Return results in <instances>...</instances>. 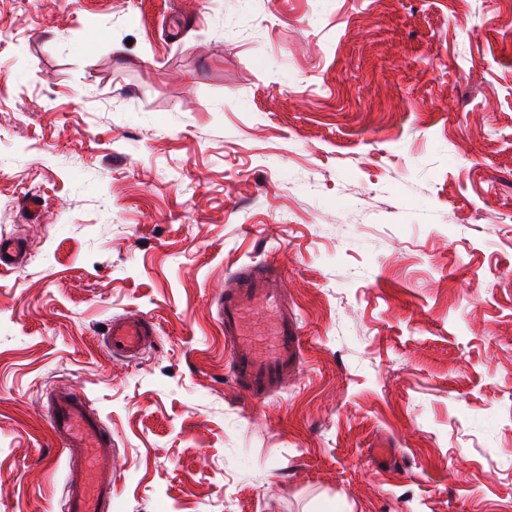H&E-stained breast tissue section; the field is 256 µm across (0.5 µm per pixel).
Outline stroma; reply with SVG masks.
Here are the masks:
<instances>
[{
	"instance_id": "35a3bbf8",
	"label": "stroma",
	"mask_w": 512,
	"mask_h": 512,
	"mask_svg": "<svg viewBox=\"0 0 512 512\" xmlns=\"http://www.w3.org/2000/svg\"><path fill=\"white\" fill-rule=\"evenodd\" d=\"M0 512H512V0H0ZM278 271L287 389L212 301ZM145 316L134 362L102 327ZM28 254V245L23 238H2L0 240V266H20ZM10 256V259H7ZM229 285L214 298L216 318L230 343L232 380L256 399H267L288 384L301 365V327L281 288L276 269L244 264L228 275ZM266 311L270 342L253 338V314ZM48 422L68 460L89 474L65 487L67 512H112V436L83 391H58L49 400Z\"/></svg>"
}]
</instances>
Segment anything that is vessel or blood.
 <instances>
[{
	"label": "vessel or blood",
	"instance_id": "1",
	"mask_svg": "<svg viewBox=\"0 0 512 512\" xmlns=\"http://www.w3.org/2000/svg\"><path fill=\"white\" fill-rule=\"evenodd\" d=\"M28 245L22 238L0 240V266L22 265ZM228 286L214 299L216 318L230 344L233 381L254 398L267 399L288 384L301 365V327L288 305L276 269L265 263L244 264L228 275ZM266 312L270 341L259 345L252 332L256 309ZM147 317H116L105 341L113 356L139 358L156 336ZM49 425L68 459L82 462L88 476L67 484L66 512H112V436L84 392L54 393Z\"/></svg>",
	"mask_w": 512,
	"mask_h": 512
}]
</instances>
